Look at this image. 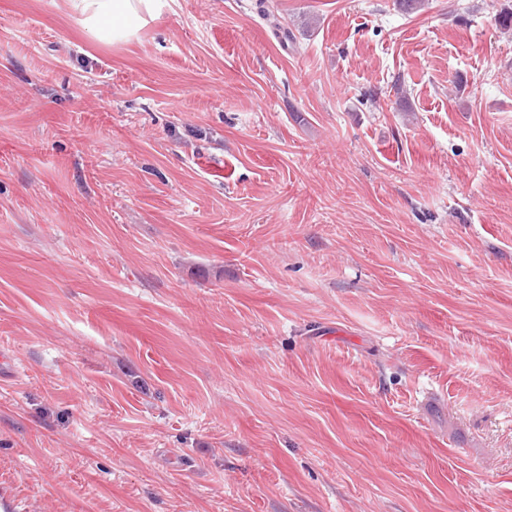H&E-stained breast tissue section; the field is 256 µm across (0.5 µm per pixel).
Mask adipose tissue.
<instances>
[{
	"label": "adipose tissue",
	"instance_id": "obj_1",
	"mask_svg": "<svg viewBox=\"0 0 512 512\" xmlns=\"http://www.w3.org/2000/svg\"><path fill=\"white\" fill-rule=\"evenodd\" d=\"M172 0H71L84 25L101 40L129 41Z\"/></svg>",
	"mask_w": 512,
	"mask_h": 512
}]
</instances>
